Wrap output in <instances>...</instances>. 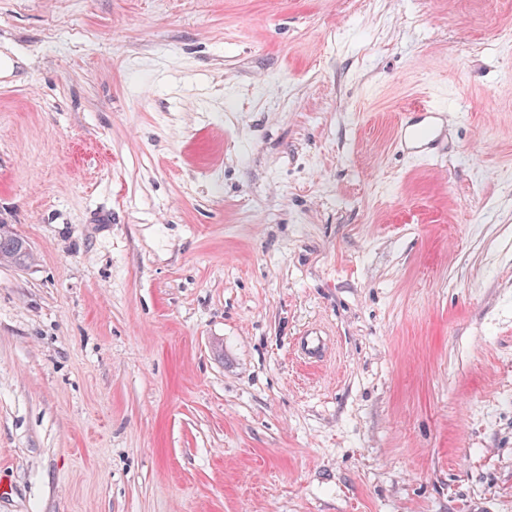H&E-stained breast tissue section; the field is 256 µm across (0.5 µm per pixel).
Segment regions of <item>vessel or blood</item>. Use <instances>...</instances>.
<instances>
[{"label":"vessel or blood","mask_w":512,"mask_h":512,"mask_svg":"<svg viewBox=\"0 0 512 512\" xmlns=\"http://www.w3.org/2000/svg\"><path fill=\"white\" fill-rule=\"evenodd\" d=\"M447 124V113L441 107L432 104L417 105L415 111L398 126L396 145L399 152L430 161L438 160V147Z\"/></svg>","instance_id":"obj_1"}]
</instances>
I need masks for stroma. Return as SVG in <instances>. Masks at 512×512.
<instances>
[{
  "mask_svg": "<svg viewBox=\"0 0 512 512\" xmlns=\"http://www.w3.org/2000/svg\"><path fill=\"white\" fill-rule=\"evenodd\" d=\"M0 224V512H512V0H0ZM409 116L402 120L397 129V148L402 154L437 161L440 151H436L443 140V131L448 124V116L440 106L420 104L411 107ZM25 240L0 225V261L13 264L17 267L26 266L30 259V252L26 251Z\"/></svg>",
  "mask_w": 512,
  "mask_h": 512,
  "instance_id": "1",
  "label": "stroma"
}]
</instances>
